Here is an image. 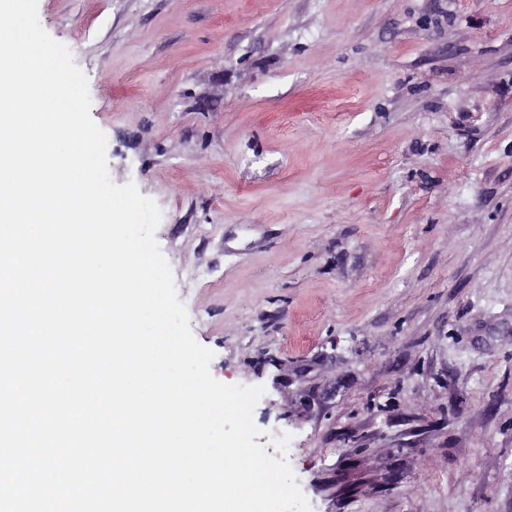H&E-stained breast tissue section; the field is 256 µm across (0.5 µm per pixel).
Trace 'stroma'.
Returning <instances> with one entry per match:
<instances>
[{"label":"stroma","mask_w":512,"mask_h":512,"mask_svg":"<svg viewBox=\"0 0 512 512\" xmlns=\"http://www.w3.org/2000/svg\"><path fill=\"white\" fill-rule=\"evenodd\" d=\"M38 17L312 512H512V0Z\"/></svg>","instance_id":"35a3bbf8"}]
</instances>
